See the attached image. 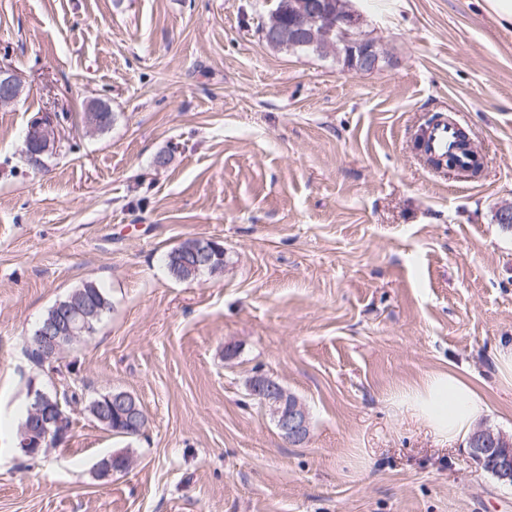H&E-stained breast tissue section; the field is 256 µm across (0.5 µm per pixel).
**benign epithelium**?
<instances>
[{
    "label": "benign epithelium",
    "instance_id": "7a95c632",
    "mask_svg": "<svg viewBox=\"0 0 512 512\" xmlns=\"http://www.w3.org/2000/svg\"><path fill=\"white\" fill-rule=\"evenodd\" d=\"M288 11V0H274L268 21L264 24L265 40L270 45H286L290 40L315 42L319 39L329 40L333 30L344 34L347 51L346 68L354 71H370L378 67L381 50L378 44L366 38L361 31L362 19L358 13L343 8V15L335 17L329 11L325 0H300L289 24L281 22ZM21 83L14 71L0 66V105L10 104L20 96ZM57 147V129L55 120L49 122H31L26 129L22 153L34 167L42 164L41 155ZM68 317L62 321L44 323L32 336V344L46 360L59 356L60 352L92 335L99 312L74 299L68 305ZM256 397L275 421L285 440L292 444L304 442L310 431V415L304 403L292 395L279 383L262 378H254ZM31 425L21 432L19 448L26 454H36L57 445L65 437L55 431L56 418L51 408L49 394L38 388H31ZM96 417L104 426L112 424L115 416L126 421L130 429L138 430L146 422L140 411L136 398L125 391H115L94 401ZM499 440L498 458L495 476L512 484V441L501 433L499 435L486 427H478L471 438V455L482 461L486 449L482 442L487 437ZM132 466V458L108 455L96 465V474L101 479L112 476L115 472H125Z\"/></svg>",
    "mask_w": 512,
    "mask_h": 512
}]
</instances>
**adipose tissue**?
Masks as SVG:
<instances>
[{
	"label": "adipose tissue",
	"instance_id": "ef3b65f1",
	"mask_svg": "<svg viewBox=\"0 0 512 512\" xmlns=\"http://www.w3.org/2000/svg\"><path fill=\"white\" fill-rule=\"evenodd\" d=\"M397 403L447 442L467 437L489 411L485 396L451 369L428 374L398 394Z\"/></svg>",
	"mask_w": 512,
	"mask_h": 512
}]
</instances>
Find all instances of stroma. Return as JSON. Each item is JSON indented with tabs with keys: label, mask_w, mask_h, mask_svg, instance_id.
<instances>
[{
	"label": "stroma",
	"mask_w": 512,
	"mask_h": 512,
	"mask_svg": "<svg viewBox=\"0 0 512 512\" xmlns=\"http://www.w3.org/2000/svg\"><path fill=\"white\" fill-rule=\"evenodd\" d=\"M383 52L371 71L286 51L269 0H0V512H512V486L438 443L396 392L455 369L512 436L495 354L512 339V29L477 0H349ZM96 101L105 132L81 117ZM61 120L35 170L23 134ZM467 126L479 177L432 168L422 128ZM170 153L166 166L155 164ZM189 238L224 267L173 279ZM112 308L65 355L85 399L140 402L135 438L72 411L36 459L16 450L28 390L68 373L25 348L86 282ZM264 374L298 397L288 444L250 394ZM126 472L98 478L103 456ZM21 83L14 71L0 66V105L10 104L20 96ZM118 457L119 460L115 463V459ZM132 461L131 456L125 458L123 454H110L97 463L96 474L99 478L106 479L111 477L114 472H126L132 466Z\"/></svg>",
	"instance_id": "35a3bbf8"
}]
</instances>
